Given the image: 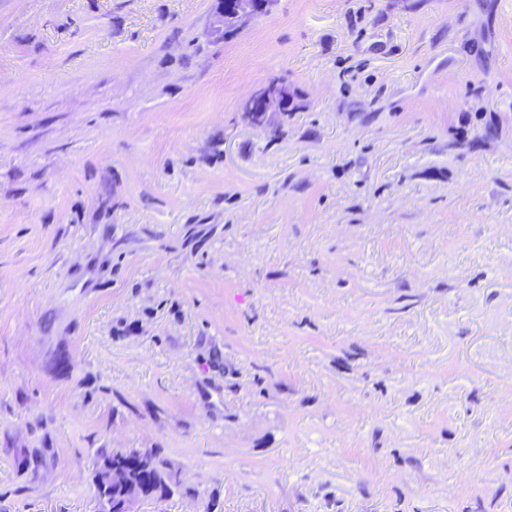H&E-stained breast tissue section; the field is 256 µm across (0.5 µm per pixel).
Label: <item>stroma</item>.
<instances>
[{"label":"stroma","mask_w":512,"mask_h":512,"mask_svg":"<svg viewBox=\"0 0 512 512\" xmlns=\"http://www.w3.org/2000/svg\"><path fill=\"white\" fill-rule=\"evenodd\" d=\"M217 7L0 0V512H512V0ZM277 0H220L214 20L215 32L222 36L257 16L269 13ZM290 104L288 86L281 82H272L260 93L247 100L245 113L252 126L270 130L275 126L274 115L277 112H287ZM255 114L261 118L252 121L251 118ZM112 453L118 454L123 460L135 465L142 464L144 456V453L138 448H112V452L107 451L105 448H100L97 452L94 475L96 488H98V484H106L108 482L112 466H124V461L114 458ZM164 463L158 453L154 452L147 456L140 468L132 470L134 479L144 488L145 497L155 495L159 497L170 496L178 490L179 483L173 481L172 475L166 469ZM154 473L158 474L162 482L161 487L153 483ZM172 486L174 487L172 488Z\"/></svg>","instance_id":"1"}]
</instances>
